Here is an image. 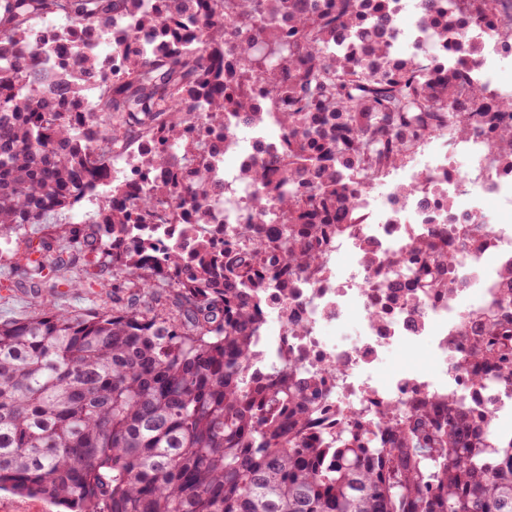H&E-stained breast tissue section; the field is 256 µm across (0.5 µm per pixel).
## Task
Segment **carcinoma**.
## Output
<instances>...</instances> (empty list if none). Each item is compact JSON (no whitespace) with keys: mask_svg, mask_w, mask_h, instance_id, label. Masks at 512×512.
Masks as SVG:
<instances>
[{"mask_svg":"<svg viewBox=\"0 0 512 512\" xmlns=\"http://www.w3.org/2000/svg\"><path fill=\"white\" fill-rule=\"evenodd\" d=\"M396 0H0V240L84 199L81 222L13 250L37 303L0 320V490L67 512H512V447L495 448L446 396L326 434L322 375L283 354L264 375L262 299L324 271L345 217L362 220L347 168L372 181L428 134L484 132L512 173V100L472 82L480 45L448 64L468 27L512 37V0H419L432 47L395 51ZM292 25L284 32L279 19ZM72 39L129 23L117 59L77 51L103 76L98 109L57 83L33 20ZM232 64L224 66V58ZM278 111L283 148L242 173L256 222L187 256L132 239L137 224H206L205 141ZM152 174L98 194L111 154ZM272 224L267 232L263 225ZM415 237L395 264L427 293L448 287V234ZM112 293L86 312L67 290ZM465 318L481 338L462 367L512 379V328L496 308Z\"/></svg>","mask_w":512,"mask_h":512,"instance_id":"carcinoma-1","label":"carcinoma"}]
</instances>
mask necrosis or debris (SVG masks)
Wrapping results in <instances>:
<instances>
[{"label":"necrosis or debris","instance_id":"obj_1","mask_svg":"<svg viewBox=\"0 0 512 512\" xmlns=\"http://www.w3.org/2000/svg\"><path fill=\"white\" fill-rule=\"evenodd\" d=\"M469 39L483 45L473 70L475 81L495 98L512 97V80L506 77L512 70V41L478 28L471 29ZM274 125L268 112L261 123L235 138L209 141L212 177L224 186L209 223L190 229L143 224L137 226V235L188 252L198 238L220 241L228 231L254 223L252 202L259 190L245 183L241 173L275 149L268 137ZM461 158L467 161L462 170L457 167ZM423 178L433 182V189L403 195L405 184ZM379 184V194H360L364 219L336 236L322 277L298 281L289 297L300 335H289L287 326L277 321L278 297H265L259 338L265 362L256 365V372L278 362L284 351L311 370L336 361V370L323 377L327 406L319 425L326 430L343 419L375 420L392 406L411 410L441 394L455 396L489 442L512 446V431L502 429L503 423L512 422V382L491 376L478 386L460 365L475 343L474 337L461 335L462 320L488 307L512 285L506 277L512 266V174L502 172L498 153L475 132L450 142L427 138L404 165L386 169ZM489 200L497 203V210L486 209ZM449 224L457 232L448 238L453 257L448 287L419 295L393 259L406 253L411 238L438 235ZM418 349L429 351L430 367L382 375L388 354Z\"/></svg>","mask_w":512,"mask_h":512}]
</instances>
